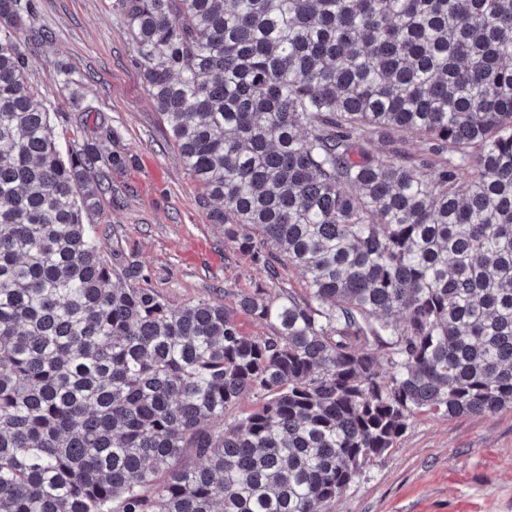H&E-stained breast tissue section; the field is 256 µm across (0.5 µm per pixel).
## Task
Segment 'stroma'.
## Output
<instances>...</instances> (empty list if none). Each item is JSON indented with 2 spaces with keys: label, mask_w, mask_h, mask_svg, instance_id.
<instances>
[{
  "label": "stroma",
  "mask_w": 512,
  "mask_h": 512,
  "mask_svg": "<svg viewBox=\"0 0 512 512\" xmlns=\"http://www.w3.org/2000/svg\"><path fill=\"white\" fill-rule=\"evenodd\" d=\"M31 25L45 44L22 41L28 81L51 111L62 152L96 145L125 158L110 169L112 194L90 223L142 268V285L174 308L198 300L235 307L267 284L249 257L226 248L198 184L172 147L135 63L112 0H32ZM67 64L69 83L56 76ZM90 104L82 111L72 98ZM331 512H512V410L448 418L420 413L374 460Z\"/></svg>",
  "instance_id": "1"
}]
</instances>
